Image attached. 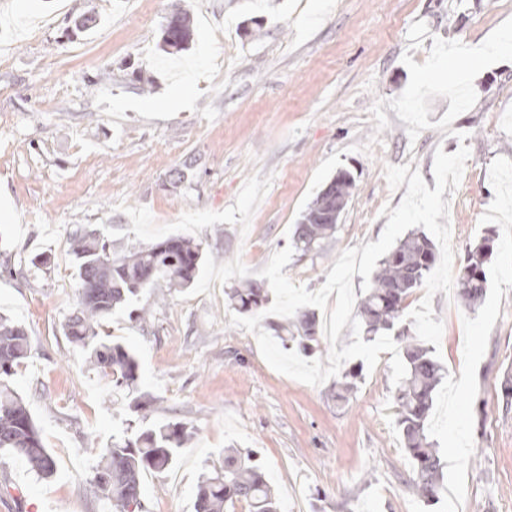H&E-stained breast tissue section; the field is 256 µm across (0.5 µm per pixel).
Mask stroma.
Wrapping results in <instances>:
<instances>
[{"label": "stroma", "mask_w": 512, "mask_h": 512, "mask_svg": "<svg viewBox=\"0 0 512 512\" xmlns=\"http://www.w3.org/2000/svg\"><path fill=\"white\" fill-rule=\"evenodd\" d=\"M193 21L168 56L174 9ZM95 25L77 30L83 15ZM512 0H0V313L31 350L12 378L56 461L39 478L0 459V512H110L93 485L101 448L131 413L65 336L76 301L70 248L96 231L124 253L170 236L200 242L193 285L153 288L147 321L100 328L136 355L156 398L148 423L187 424L172 467L145 474L142 512H194L224 451L255 453L281 512H512ZM482 48L448 77V56ZM470 156L449 203L454 265L486 234L483 304L436 293L443 379L428 434L444 493L427 504L396 425L390 353L362 369L348 404L271 368L231 326V287L258 280L338 170L352 196L322 251L283 269L318 290L346 249L378 241L411 165L435 187L436 150ZM184 178L173 183L172 173ZM193 40V26L188 14L177 12L167 19L162 29L160 45L168 55H178L186 51Z\"/></svg>", "instance_id": "stroma-1"}]
</instances>
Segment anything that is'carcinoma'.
<instances>
[{"label":"carcinoma","instance_id":"carcinoma-1","mask_svg":"<svg viewBox=\"0 0 512 512\" xmlns=\"http://www.w3.org/2000/svg\"><path fill=\"white\" fill-rule=\"evenodd\" d=\"M193 40V26L186 13H173L162 29L160 45L168 55L186 51ZM354 178L340 170L318 193L302 214L293 235L294 247L304 254L318 251L336 232V206H346ZM77 261L78 297L64 324V334L82 352L85 362L111 377L112 386L130 395L135 413L152 410L156 400L143 391L134 352L125 345L99 335L98 328L116 310L138 300L148 288H187L204 263L201 244L191 238L169 237L148 247L122 255L112 253L110 243L95 232L75 233L71 241ZM492 253L487 235L469 249L457 277L458 296L471 311L481 304L487 287L484 268ZM432 241L412 233L401 240L381 261L373 282L358 307L366 340L383 331L395 332L407 376L396 389L397 426L409 455L417 494L434 501L443 489L439 449L428 441L427 423L434 393L443 376L442 365L432 351L409 333L403 324V304L420 287L435 264ZM231 305L240 313L261 314L269 300L265 284L249 281L231 289ZM316 313L300 310L291 319L271 321L286 350L296 348L312 354L318 346ZM25 331L0 316V454L25 460L36 475L51 478L56 470L53 455L45 448L34 419L23 398L10 385V378L28 357ZM358 372L349 368L336 382V401L347 402ZM190 438L182 423H160L140 430L133 438L114 439L101 449L93 467V482L115 512H140L146 472L168 470ZM244 501L249 512H278L274 489L265 480L253 455L224 449V468L202 479L197 487L195 512H224L227 502Z\"/></svg>","mask_w":512,"mask_h":512}]
</instances>
